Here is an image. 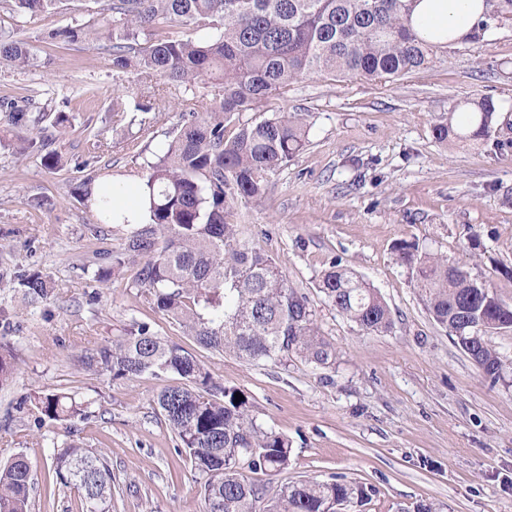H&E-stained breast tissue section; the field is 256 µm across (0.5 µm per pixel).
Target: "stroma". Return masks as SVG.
I'll use <instances>...</instances> for the list:
<instances>
[{
    "mask_svg": "<svg viewBox=\"0 0 512 512\" xmlns=\"http://www.w3.org/2000/svg\"><path fill=\"white\" fill-rule=\"evenodd\" d=\"M105 4L62 0L27 18L19 36L36 46L35 66L0 64V101L26 96L71 124L54 145L63 157L54 170L13 153L25 129L0 133V309L9 313L0 336L19 366L0 389V461L16 453L31 460V512H81L77 491L57 483L53 466L57 446L72 440L107 457L112 512H202L201 477L152 402L163 380L116 379L83 363L135 321L243 389L257 422L288 437L291 464L275 484L342 475L371 488L369 501L340 512H416L422 501L437 512H512V332L492 337L509 368L490 382L432 321L394 250L404 239L467 264L512 301V278L502 273L512 268V29L448 46L429 68L394 80L314 74L273 99L274 110L309 113V143L271 177L264 199L239 202V222L308 295L337 349L326 367L298 357L274 367L197 345L137 286L139 263L104 288L83 270L94 251L119 250L132 231L107 224L93 232L92 210L77 196L85 175L75 168L87 139L101 134V164L125 177L140 173L181 119L174 96L166 111L143 113L147 130L139 132L130 113L113 111L112 96L146 102L140 74L116 70L104 50L51 39ZM481 96L501 106L495 142L434 139L440 113ZM334 261L379 291L393 313L390 332L364 333L327 302L318 284ZM27 269L51 277L46 302L29 305L7 286ZM61 391L89 401L87 418L41 425L19 407Z\"/></svg>",
    "mask_w": 512,
    "mask_h": 512,
    "instance_id": "1",
    "label": "stroma"
}]
</instances>
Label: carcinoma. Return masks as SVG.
Listing matches in <instances>:
<instances>
[{
    "instance_id": "1",
    "label": "carcinoma",
    "mask_w": 512,
    "mask_h": 512,
    "mask_svg": "<svg viewBox=\"0 0 512 512\" xmlns=\"http://www.w3.org/2000/svg\"><path fill=\"white\" fill-rule=\"evenodd\" d=\"M59 2L0 0L12 20L0 26L1 63L20 69L34 64L32 47L18 37L19 23ZM421 2L108 0L97 18L54 30V40L97 43L112 52L113 68H134L150 82L218 88V97L208 102L182 100L180 124L143 166L148 222L125 238L108 265L96 268L94 281L106 284L130 260L144 257L141 287L199 346L248 364L284 365L293 356L317 365L335 362L336 348L320 336L308 296L288 284L272 257L240 239L231 216L238 200L262 199L271 176L309 143L307 113L271 111V101L288 93V86L319 73L397 78L427 68L448 46L447 33L414 29ZM174 24L192 25L203 36L175 40L167 32ZM31 107L27 97L0 102V127L36 129L15 146L16 153H39L44 167L57 168L61 155L46 147L65 138L69 118L58 113L47 133L41 127L46 114ZM246 112L264 117L245 120ZM499 112L490 97L468 99L441 113L433 137L445 144L487 141ZM104 147L102 138L93 136L77 167L93 166ZM79 198L91 203L98 223L121 222L109 179H85ZM394 249L431 318L476 358L485 378L501 379L504 362L491 336L512 331V303L414 242L400 240ZM11 285L34 303L54 294L51 278L38 269L15 275ZM319 291L364 332L392 330L387 303L351 269L330 265ZM85 364L114 378L177 377L153 402L204 479V512H325L332 502L362 504L370 498L371 488L340 477L273 486L247 476L287 470L288 437L258 424L249 399L234 403L239 388L214 379L191 352L146 323L134 322L111 344L90 351ZM17 371L10 345L0 341V386ZM88 405L64 392L34 400L41 422L84 419ZM54 463L60 483L80 494L82 512H112V469L103 455L73 442L56 450ZM31 475V462L22 454L0 464V512H29Z\"/></svg>"
}]
</instances>
